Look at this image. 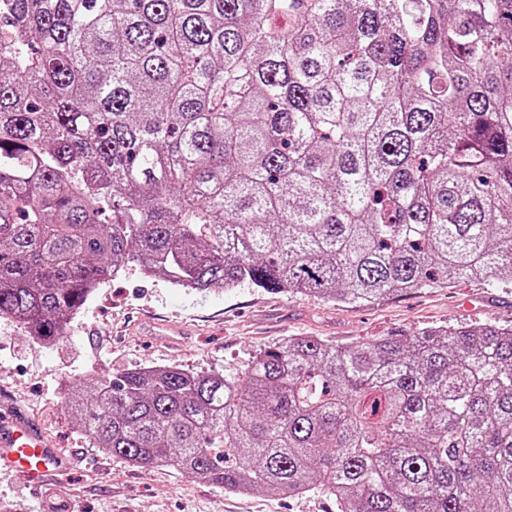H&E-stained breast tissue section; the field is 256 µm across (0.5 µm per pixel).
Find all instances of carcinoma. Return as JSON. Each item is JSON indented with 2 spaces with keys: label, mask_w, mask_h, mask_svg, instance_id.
<instances>
[{
  "label": "carcinoma",
  "mask_w": 512,
  "mask_h": 512,
  "mask_svg": "<svg viewBox=\"0 0 512 512\" xmlns=\"http://www.w3.org/2000/svg\"><path fill=\"white\" fill-rule=\"evenodd\" d=\"M279 16L289 19L280 27ZM361 305L512 286V0H0V317L115 268ZM106 454L336 512H512V329L88 377Z\"/></svg>",
  "instance_id": "1"
}]
</instances>
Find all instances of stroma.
Masks as SVG:
<instances>
[{"instance_id": "35a3bbf8", "label": "stroma", "mask_w": 512, "mask_h": 512, "mask_svg": "<svg viewBox=\"0 0 512 512\" xmlns=\"http://www.w3.org/2000/svg\"><path fill=\"white\" fill-rule=\"evenodd\" d=\"M157 322L187 327L182 345L153 333ZM512 327V288L459 281L354 307L260 288L198 292L144 278L129 266L99 288L53 348L33 344L0 318V396L37 421L70 465L62 485L30 489L0 469V512H336L335 500L305 495H238L164 465L122 463L79 431L65 406L70 384L148 366L193 372L241 369L259 349L289 336L339 344L428 327Z\"/></svg>"}]
</instances>
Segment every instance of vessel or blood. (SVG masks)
I'll list each match as a JSON object with an SVG mask.
<instances>
[{
  "instance_id": "vessel-or-blood-1",
  "label": "vessel or blood",
  "mask_w": 512,
  "mask_h": 512,
  "mask_svg": "<svg viewBox=\"0 0 512 512\" xmlns=\"http://www.w3.org/2000/svg\"><path fill=\"white\" fill-rule=\"evenodd\" d=\"M65 466V459L50 444L40 424L11 404L0 405L1 469L36 487L61 474Z\"/></svg>"
}]
</instances>
